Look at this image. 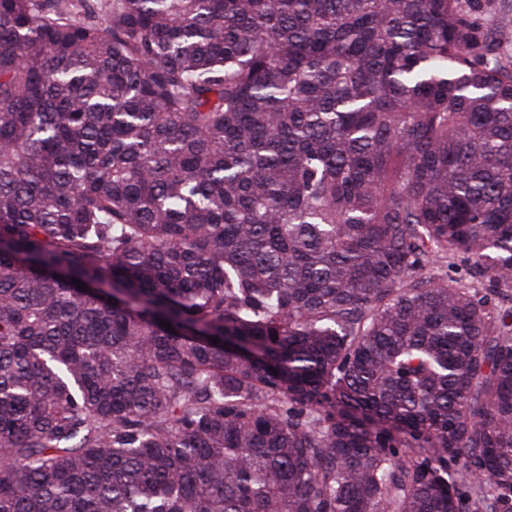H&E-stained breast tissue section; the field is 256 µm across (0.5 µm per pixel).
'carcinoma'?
I'll return each mask as SVG.
<instances>
[{"mask_svg": "<svg viewBox=\"0 0 512 512\" xmlns=\"http://www.w3.org/2000/svg\"><path fill=\"white\" fill-rule=\"evenodd\" d=\"M495 11L0 0V512H512Z\"/></svg>", "mask_w": 512, "mask_h": 512, "instance_id": "obj_1", "label": "carcinoma"}]
</instances>
